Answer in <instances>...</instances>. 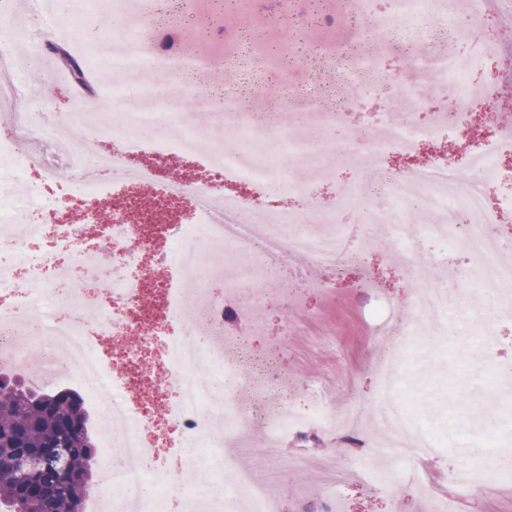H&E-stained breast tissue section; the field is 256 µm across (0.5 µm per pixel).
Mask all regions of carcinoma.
Listing matches in <instances>:
<instances>
[{
    "instance_id": "carcinoma-1",
    "label": "carcinoma",
    "mask_w": 512,
    "mask_h": 512,
    "mask_svg": "<svg viewBox=\"0 0 512 512\" xmlns=\"http://www.w3.org/2000/svg\"><path fill=\"white\" fill-rule=\"evenodd\" d=\"M88 423L78 393L0 374V512H82L96 456ZM50 443L73 449L67 472L45 481L15 470L18 456Z\"/></svg>"
}]
</instances>
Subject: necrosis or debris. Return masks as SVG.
<instances>
[{"mask_svg":"<svg viewBox=\"0 0 512 512\" xmlns=\"http://www.w3.org/2000/svg\"><path fill=\"white\" fill-rule=\"evenodd\" d=\"M213 2L204 21L194 0H111L118 37L87 39L80 58L84 73L103 67L113 81L111 111L72 126L73 139L93 143L89 154L61 151L63 131L47 122L48 99L29 81L45 56L43 31L13 27L11 40L28 44L25 60L0 50V369L31 361L50 380L76 383L120 431L99 462L92 512H288L241 466L245 431L263 426L266 464L295 472L306 462L282 459V437L304 444L364 432L359 401L341 407L320 381L288 384L272 362L244 359L248 328L264 321L261 284L276 281L282 262L307 261L298 279L276 282L282 293L334 288L337 271L358 262L340 217L358 214L402 240L422 212L423 236L456 240L468 256L461 289L424 287L414 319L391 302L375 319L383 453L406 475L446 454L396 388L427 325L469 338L471 319H489L473 303L484 291L512 309V236L502 230L512 166L501 162L512 156V82L460 84L491 61L512 70L487 35L502 28L512 0H386L380 9L284 0L270 18L295 33L284 52L265 32L237 27L248 0ZM28 4L50 32L82 33L102 14V0ZM310 27L351 37L315 49L303 38ZM243 52L272 86L237 93L215 84L214 72H232ZM298 71L307 84L334 77L350 88L330 99L289 91ZM173 84L181 98L170 97ZM484 122L490 134L476 133ZM345 161L354 179L326 207L297 204L300 169L329 180ZM61 167L79 183L59 180ZM19 218L22 237L11 232ZM77 274L109 276L112 288L72 286ZM217 278L220 297L209 288ZM172 432L186 447L182 468L207 467L192 487L148 465ZM466 439L481 455L455 460L443 479L470 491L500 478L506 445L495 424Z\"/></svg>","mask_w":512,"mask_h":512,"instance_id":"necrosis-or-debris-1","label":"necrosis or debris"}]
</instances>
